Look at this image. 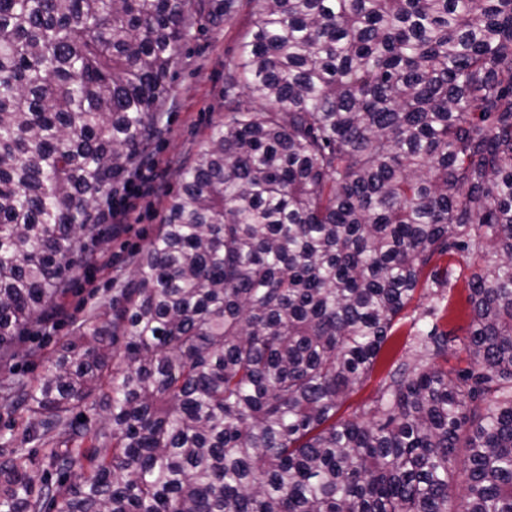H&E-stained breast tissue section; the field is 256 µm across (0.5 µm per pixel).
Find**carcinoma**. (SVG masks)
Wrapping results in <instances>:
<instances>
[{"label":"carcinoma","instance_id":"1","mask_svg":"<svg viewBox=\"0 0 512 512\" xmlns=\"http://www.w3.org/2000/svg\"><path fill=\"white\" fill-rule=\"evenodd\" d=\"M189 3L0 0V356L153 136ZM247 6L132 278L5 397L66 439L0 461V512H512V0ZM444 256L468 329L413 321L433 362L336 419Z\"/></svg>","mask_w":512,"mask_h":512}]
</instances>
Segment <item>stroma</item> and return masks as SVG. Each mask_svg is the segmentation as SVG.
I'll return each instance as SVG.
<instances>
[{
	"label": "stroma",
	"instance_id": "obj_1",
	"mask_svg": "<svg viewBox=\"0 0 512 512\" xmlns=\"http://www.w3.org/2000/svg\"><path fill=\"white\" fill-rule=\"evenodd\" d=\"M189 10L192 24L183 40L179 57L167 80L168 96L161 108L157 132L147 146L143 158L156 162L157 181L161 189L143 200L129 215V226L105 231L92 248L105 253L106 266L83 260L72 274L68 292L59 300L44 325L34 327L25 336L22 353L0 363V399L5 386L23 382L34 386L55 361L60 346L82 321L112 303L118 288L131 278L135 256L148 245L163 222L168 200L180 187V173L192 162L204 145L211 127L224 118V62L250 22L247 8H240L232 18L224 16V0H192ZM440 266L450 269V284L444 288L418 289L403 312L398 328L387 343L371 379L354 392L339 411L346 417L363 404L375 399L389 364L404 356L416 359L415 340L410 326L429 309L439 308L440 330L463 334L470 323L468 281L471 269L462 262L441 258ZM28 426L27 414L21 404L11 409L0 407V459L9 449L27 445L35 457L53 447L54 439L24 443Z\"/></svg>",
	"mask_w": 512,
	"mask_h": 512
}]
</instances>
